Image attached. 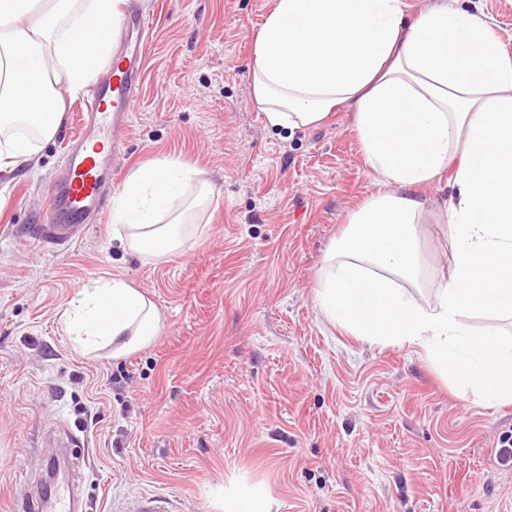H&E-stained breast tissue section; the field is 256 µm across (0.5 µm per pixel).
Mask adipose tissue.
I'll list each match as a JSON object with an SVG mask.
<instances>
[{
    "instance_id": "1",
    "label": "adipose tissue",
    "mask_w": 512,
    "mask_h": 512,
    "mask_svg": "<svg viewBox=\"0 0 512 512\" xmlns=\"http://www.w3.org/2000/svg\"><path fill=\"white\" fill-rule=\"evenodd\" d=\"M125 0H0V172L31 162L60 130L64 103L93 83L112 43L100 19ZM405 0H274L254 39L252 91L269 126L291 131L351 112L380 184L347 218L314 289L322 318L355 338L409 347L487 407L512 404V340L470 316L512 317V55L482 14L448 0L406 19ZM210 184L167 159L131 171L112 202L129 247L159 259L188 242L186 189ZM424 187L446 194L437 210ZM447 224L453 268L431 296L421 241ZM84 354L148 346L161 319L126 281L81 288L64 310Z\"/></svg>"
}]
</instances>
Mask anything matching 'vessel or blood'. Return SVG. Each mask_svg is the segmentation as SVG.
<instances>
[{
    "mask_svg": "<svg viewBox=\"0 0 512 512\" xmlns=\"http://www.w3.org/2000/svg\"><path fill=\"white\" fill-rule=\"evenodd\" d=\"M150 28L149 15L136 10L127 13L122 29H115L108 19L98 25L99 33L112 41L109 78L95 85L83 101L80 132L68 144L63 175L51 190L49 221L34 229L45 247L70 246L82 233L86 215L101 218L108 209V158L89 154L87 146L111 141L116 131L128 125L137 105L140 63ZM74 503V487L68 474L60 471L49 492L27 495L21 508L23 512H73Z\"/></svg>",
    "mask_w": 512,
    "mask_h": 512,
    "instance_id": "vessel-or-blood-1",
    "label": "vessel or blood"
}]
</instances>
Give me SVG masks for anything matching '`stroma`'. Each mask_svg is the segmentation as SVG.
I'll return each instance as SVG.
<instances>
[{"label": "stroma", "instance_id": "stroma-1", "mask_svg": "<svg viewBox=\"0 0 512 512\" xmlns=\"http://www.w3.org/2000/svg\"><path fill=\"white\" fill-rule=\"evenodd\" d=\"M132 2L153 24L112 190L177 158L212 186L207 220L157 261L122 246L108 216L70 247H39L77 97L34 171L0 173V512L37 477L48 437L70 431L85 440L74 468L91 512L145 492L219 512L218 497L254 490L276 512H512V467L495 457L512 405L476 404L411 348L356 340L316 312L324 257L377 186L351 113L267 125L251 63L272 0ZM457 6L486 16L512 54V0ZM425 258L427 277H449L444 225ZM112 277L153 300L159 334L118 360L82 355L62 312Z\"/></svg>", "mask_w": 512, "mask_h": 512}]
</instances>
